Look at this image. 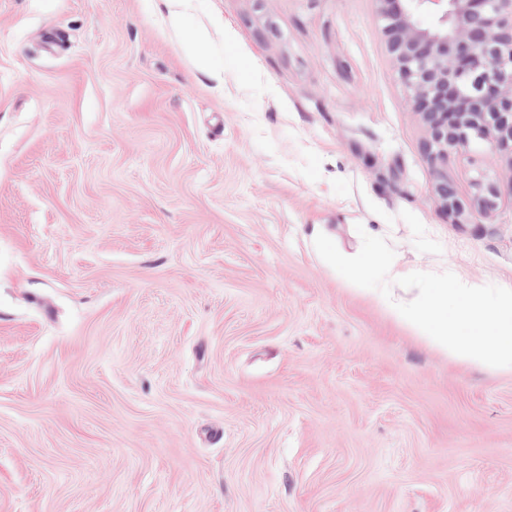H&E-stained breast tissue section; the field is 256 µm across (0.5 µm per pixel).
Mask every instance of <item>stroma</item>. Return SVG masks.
Listing matches in <instances>:
<instances>
[{"label":"stroma","mask_w":512,"mask_h":512,"mask_svg":"<svg viewBox=\"0 0 512 512\" xmlns=\"http://www.w3.org/2000/svg\"><path fill=\"white\" fill-rule=\"evenodd\" d=\"M426 141L375 0H0V512H512V371L314 247L511 287Z\"/></svg>","instance_id":"stroma-1"}]
</instances>
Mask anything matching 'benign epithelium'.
<instances>
[{
	"instance_id": "7a95c632",
	"label": "benign epithelium",
	"mask_w": 512,
	"mask_h": 512,
	"mask_svg": "<svg viewBox=\"0 0 512 512\" xmlns=\"http://www.w3.org/2000/svg\"><path fill=\"white\" fill-rule=\"evenodd\" d=\"M388 47L426 128L434 164L475 140L512 155V0H376ZM437 8L425 26L421 11ZM480 210L495 208L481 180Z\"/></svg>"
}]
</instances>
